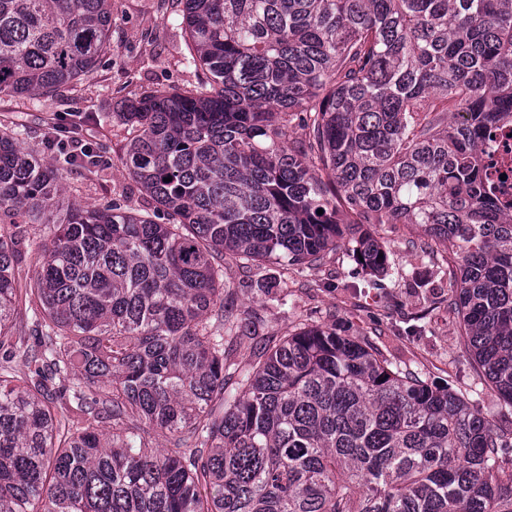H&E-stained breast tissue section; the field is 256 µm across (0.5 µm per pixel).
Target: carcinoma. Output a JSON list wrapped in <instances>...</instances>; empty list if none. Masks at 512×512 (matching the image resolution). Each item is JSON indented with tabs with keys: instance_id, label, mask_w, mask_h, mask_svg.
Wrapping results in <instances>:
<instances>
[{
	"instance_id": "obj_1",
	"label": "carcinoma",
	"mask_w": 512,
	"mask_h": 512,
	"mask_svg": "<svg viewBox=\"0 0 512 512\" xmlns=\"http://www.w3.org/2000/svg\"><path fill=\"white\" fill-rule=\"evenodd\" d=\"M177 6L202 78L122 113L164 223L60 207L96 148L53 164L0 130V512H512V437L464 395L334 324L246 366L224 339L256 332L224 303L226 255L286 268L341 245L379 288L372 227L402 224L448 264L460 335L512 407V211L480 165L512 123V0ZM111 18L112 0H0V95L73 85ZM25 224L53 226L30 284Z\"/></svg>"
}]
</instances>
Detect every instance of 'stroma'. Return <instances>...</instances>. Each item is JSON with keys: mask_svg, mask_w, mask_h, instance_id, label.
I'll return each mask as SVG.
<instances>
[{"mask_svg": "<svg viewBox=\"0 0 512 512\" xmlns=\"http://www.w3.org/2000/svg\"><path fill=\"white\" fill-rule=\"evenodd\" d=\"M111 44L90 74L55 95L0 96V129L21 132L24 144L50 161V133L70 128L75 137L95 144L101 168L66 173V199L102 207L115 203L147 214L151 201L123 164L129 135L121 113L127 103L152 91L195 85L202 73L184 60L181 19L167 0H114ZM405 233L400 224L377 228L393 270L380 290L358 287L350 262L338 251L315 266L285 270L267 264L250 273L234 258H225L226 292L258 316L256 335L235 342V358L249 362L258 337L277 339L300 323H332L341 333L368 337L389 359L423 371L430 382L469 396L498 430L511 434L512 408L491 388L474 390L480 378L448 308L447 275L408 246ZM271 284L286 293V303L269 301Z\"/></svg>", "mask_w": 512, "mask_h": 512, "instance_id": "35a3bbf8", "label": "stroma"}]
</instances>
